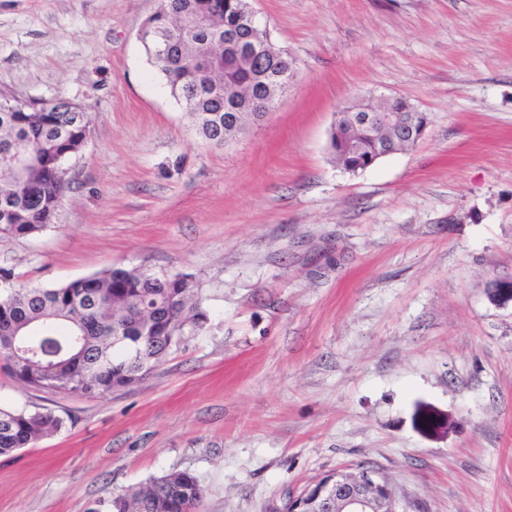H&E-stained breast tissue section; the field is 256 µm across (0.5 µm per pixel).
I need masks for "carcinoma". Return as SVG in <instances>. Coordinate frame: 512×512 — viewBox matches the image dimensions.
<instances>
[{
  "label": "carcinoma",
  "instance_id": "obj_1",
  "mask_svg": "<svg viewBox=\"0 0 512 512\" xmlns=\"http://www.w3.org/2000/svg\"><path fill=\"white\" fill-rule=\"evenodd\" d=\"M247 0H158L156 24L142 43L164 77L172 96L184 103L202 136L211 142L234 139L251 122L249 94L271 97L277 104L290 79L277 68H257L245 54L224 46L237 34L253 46L283 52L266 29L247 16ZM408 129L419 131L424 112L410 111L401 97L387 102ZM90 132L86 111L46 112L30 104L23 112L0 108V155H36V163L19 176L0 174V231L33 237L53 223L67 186L64 161L78 153ZM418 139L391 134L375 139L339 118L331 131L336 165L349 174L371 167L383 157L404 151ZM184 319L190 329L206 319L201 300L189 284L164 280L133 269L113 268L59 288H11L0 293V362L16 379L42 390L52 383L59 392L92 396L118 390L148 375L177 342L168 325ZM122 333L115 342L113 332ZM25 335L36 347L43 336L70 343L47 371L39 357L15 360L4 351L13 337ZM51 412L0 408V455L25 448L62 428ZM204 489L183 471L150 479L112 498L106 512H201Z\"/></svg>",
  "mask_w": 512,
  "mask_h": 512
}]
</instances>
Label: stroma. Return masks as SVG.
<instances>
[{
	"instance_id": "obj_1",
	"label": "stroma",
	"mask_w": 512,
	"mask_h": 512,
	"mask_svg": "<svg viewBox=\"0 0 512 512\" xmlns=\"http://www.w3.org/2000/svg\"><path fill=\"white\" fill-rule=\"evenodd\" d=\"M298 73L221 146L139 38L158 0H0V91L81 105L91 132L40 235L0 269L57 288L184 275L206 320L138 383L0 407L60 431L0 456V512H103L188 471L202 512H284L317 477L382 469L407 512H512V0H249ZM430 123L349 174L328 133L368 96Z\"/></svg>"
}]
</instances>
